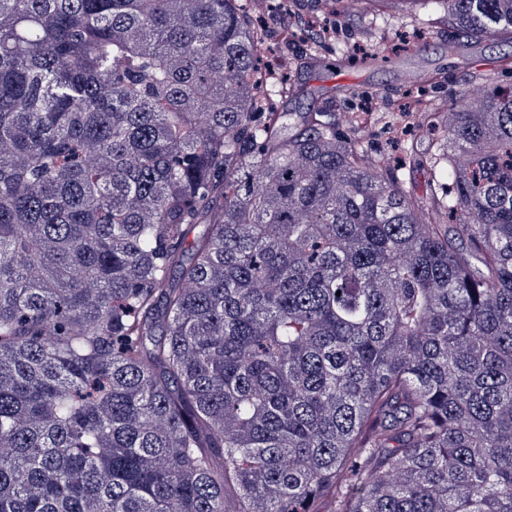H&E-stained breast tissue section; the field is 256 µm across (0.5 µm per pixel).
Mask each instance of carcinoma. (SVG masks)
<instances>
[{"label": "carcinoma", "instance_id": "obj_1", "mask_svg": "<svg viewBox=\"0 0 512 512\" xmlns=\"http://www.w3.org/2000/svg\"><path fill=\"white\" fill-rule=\"evenodd\" d=\"M262 35L0 0V512H512V84L414 102L426 223ZM420 143L418 151L424 159V164L400 171L398 176L403 181L405 188L421 202L422 217L425 221L448 224V215L444 211L438 210L434 202V196L439 191L437 189L438 175L429 163H425L428 140L423 139Z\"/></svg>", "mask_w": 512, "mask_h": 512}]
</instances>
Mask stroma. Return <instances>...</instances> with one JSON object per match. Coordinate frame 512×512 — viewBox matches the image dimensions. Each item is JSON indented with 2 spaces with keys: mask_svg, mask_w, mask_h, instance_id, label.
<instances>
[{
  "mask_svg": "<svg viewBox=\"0 0 512 512\" xmlns=\"http://www.w3.org/2000/svg\"><path fill=\"white\" fill-rule=\"evenodd\" d=\"M271 6V0L251 3L254 14L269 19L271 28L300 25L309 15L349 47L346 55L324 49L320 64L294 71L316 103L334 105L336 127L342 131L348 130L353 113L367 106L398 115L403 92L416 90L415 79L422 74H440V82L427 86L426 92L442 104L464 95L478 98L491 84L512 83V70L498 62L499 56L512 51V35L506 33L493 39L471 37L420 7L415 24L384 12L391 34L377 47L366 38L365 14L356 2L346 9L340 0H288L287 12L276 14ZM399 177L421 202L425 221L447 223L446 213L434 202L438 175L430 165L405 169Z\"/></svg>",
  "mask_w": 512,
  "mask_h": 512,
  "instance_id": "obj_1",
  "label": "stroma"
}]
</instances>
